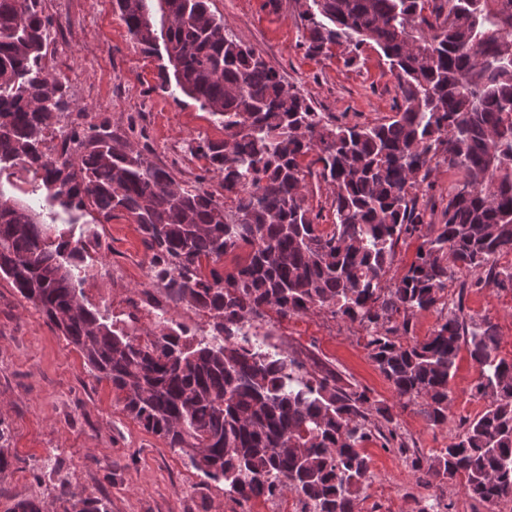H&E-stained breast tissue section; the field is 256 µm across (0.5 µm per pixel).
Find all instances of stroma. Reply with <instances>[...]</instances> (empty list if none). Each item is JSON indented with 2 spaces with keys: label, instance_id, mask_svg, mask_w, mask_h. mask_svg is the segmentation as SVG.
Segmentation results:
<instances>
[{
  "label": "stroma",
  "instance_id": "35a3bbf8",
  "mask_svg": "<svg viewBox=\"0 0 512 512\" xmlns=\"http://www.w3.org/2000/svg\"><path fill=\"white\" fill-rule=\"evenodd\" d=\"M50 30L51 73L64 77L85 113L80 125L108 123L118 133H133L134 143L158 167L174 170L194 184L206 166L193 153L197 140L220 141L221 127L189 98L174 101L158 89L155 58L143 54L113 7V0H42ZM233 38L253 48L289 86L300 88L318 111L342 123H367L392 116L400 104L395 77L381 56L366 49L352 65L340 57H311L301 47L304 26L297 0H210ZM460 174L447 166L430 176L431 189L419 205L433 223ZM94 210L81 212L72 225L97 224ZM104 258L119 276L97 283L88 302L103 313L142 286L150 253L136 224L124 216L97 224ZM475 275L456 271L444 297L447 310L465 324L491 321L499 336L498 355L512 360V288L472 287ZM258 333L308 369L335 371L343 383L368 390L393 407L404 450L383 447L371 438L363 448L371 459V477L357 512H418L427 494L439 497L450 512H485L461 484L431 480L421 485L413 460L430 463L463 420L484 404L470 388L479 376L467 350H460L451 381L453 401L447 424L430 425L421 404L397 405L395 393L364 347V330L330 313L278 319L267 312ZM0 426L7 431L10 465L0 472V512L18 500L39 495L44 485L66 476L71 489L106 501L109 512H264L249 507L208 482L164 440L146 431L122 409L111 384L90 374L80 353L48 325L41 314L0 278Z\"/></svg>",
  "mask_w": 512,
  "mask_h": 512
}]
</instances>
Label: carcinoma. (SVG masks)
<instances>
[{
    "label": "carcinoma",
    "instance_id": "cac0c4a2",
    "mask_svg": "<svg viewBox=\"0 0 512 512\" xmlns=\"http://www.w3.org/2000/svg\"><path fill=\"white\" fill-rule=\"evenodd\" d=\"M312 56L365 49L389 65L401 94L394 115L338 123L255 51L224 34L208 0H115L142 52L160 61L159 90L184 95L224 129L194 151L221 178L225 208L204 187L151 165L105 122L64 132L71 96L45 64L52 21L42 0H0V179L32 173L24 194L64 211L117 213L151 251V279L176 305L210 319L197 334L169 320L153 327L109 319L87 305L82 257L39 211L0 190V276L106 379L128 416L224 493L248 503L293 493L302 512H355L370 475L362 444L377 432L403 449L392 409L336 373L248 337L269 310L281 320L328 311L357 322L365 348L400 407L422 400L433 426L452 402L461 343L480 370L471 387L483 411L426 471L458 480L487 512L512 499V360L497 355L489 321L466 329L449 312L422 341L404 343L411 318L442 304L454 270H486L470 287L512 288L495 258L512 252V0H301ZM79 143L50 161L47 139ZM333 196L332 224L306 204L303 162ZM441 164L462 180L429 224L418 192ZM415 258L387 274L400 240ZM377 415V424L370 416ZM62 512H108L60 483Z\"/></svg>",
    "mask_w": 512,
    "mask_h": 512
}]
</instances>
